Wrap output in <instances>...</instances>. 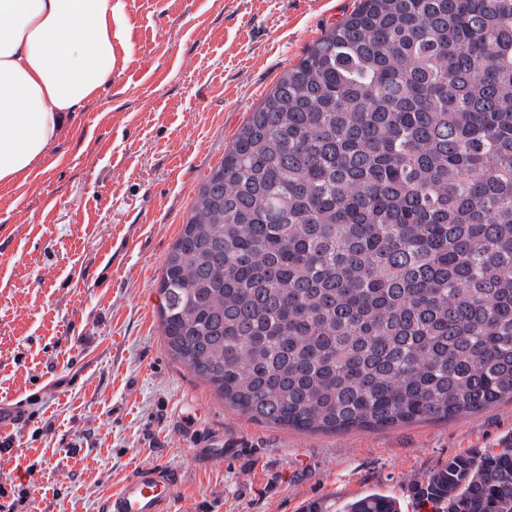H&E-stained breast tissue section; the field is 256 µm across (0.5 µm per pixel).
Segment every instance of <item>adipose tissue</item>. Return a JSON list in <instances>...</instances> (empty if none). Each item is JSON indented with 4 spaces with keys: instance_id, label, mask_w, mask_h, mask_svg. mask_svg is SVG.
Returning <instances> with one entry per match:
<instances>
[{
    "instance_id": "1",
    "label": "adipose tissue",
    "mask_w": 512,
    "mask_h": 512,
    "mask_svg": "<svg viewBox=\"0 0 512 512\" xmlns=\"http://www.w3.org/2000/svg\"><path fill=\"white\" fill-rule=\"evenodd\" d=\"M121 0H0V186L28 181L112 78Z\"/></svg>"
}]
</instances>
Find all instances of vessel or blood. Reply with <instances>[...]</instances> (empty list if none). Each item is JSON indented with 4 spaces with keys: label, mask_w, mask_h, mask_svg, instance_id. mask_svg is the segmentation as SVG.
<instances>
[{
    "label": "vessel or blood",
    "mask_w": 512,
    "mask_h": 512,
    "mask_svg": "<svg viewBox=\"0 0 512 512\" xmlns=\"http://www.w3.org/2000/svg\"><path fill=\"white\" fill-rule=\"evenodd\" d=\"M178 484L176 473L164 466L148 465L128 477L102 506L103 512H165Z\"/></svg>",
    "instance_id": "vessel-or-blood-1"
}]
</instances>
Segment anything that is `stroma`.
Masks as SVG:
<instances>
[{"instance_id": "obj_1", "label": "stroma", "mask_w": 512, "mask_h": 512, "mask_svg": "<svg viewBox=\"0 0 512 512\" xmlns=\"http://www.w3.org/2000/svg\"><path fill=\"white\" fill-rule=\"evenodd\" d=\"M355 0H123L112 80L28 181L0 186V504L98 512L140 467L171 512H301L412 488L512 446V402L344 433L259 423L169 355L162 267L207 176L305 49Z\"/></svg>"}]
</instances>
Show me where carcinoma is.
<instances>
[{
    "label": "carcinoma",
    "mask_w": 512,
    "mask_h": 512,
    "mask_svg": "<svg viewBox=\"0 0 512 512\" xmlns=\"http://www.w3.org/2000/svg\"><path fill=\"white\" fill-rule=\"evenodd\" d=\"M159 291L173 359L261 423L512 398V0H358L250 112ZM415 493L512 512V448L454 455Z\"/></svg>",
    "instance_id": "carcinoma-1"
}]
</instances>
